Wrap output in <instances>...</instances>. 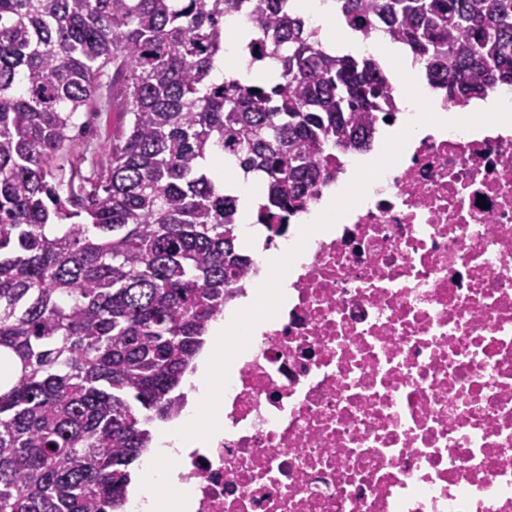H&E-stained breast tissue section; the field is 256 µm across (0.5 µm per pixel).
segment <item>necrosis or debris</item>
<instances>
[{
  "mask_svg": "<svg viewBox=\"0 0 512 512\" xmlns=\"http://www.w3.org/2000/svg\"><path fill=\"white\" fill-rule=\"evenodd\" d=\"M286 281L173 512H512V134L413 135Z\"/></svg>",
  "mask_w": 512,
  "mask_h": 512,
  "instance_id": "necrosis-or-debris-1",
  "label": "necrosis or debris"
}]
</instances>
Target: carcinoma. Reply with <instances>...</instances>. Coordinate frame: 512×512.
Returning <instances> with one entry per match:
<instances>
[{
  "instance_id": "carcinoma-1",
  "label": "carcinoma",
  "mask_w": 512,
  "mask_h": 512,
  "mask_svg": "<svg viewBox=\"0 0 512 512\" xmlns=\"http://www.w3.org/2000/svg\"><path fill=\"white\" fill-rule=\"evenodd\" d=\"M339 2L455 104L512 84V0ZM241 14L278 70L212 82ZM109 65L130 127L77 183L59 161ZM395 112L381 63L328 52L295 0H0V512H124L250 263L206 162L260 174L281 237L336 177L325 148H369Z\"/></svg>"
}]
</instances>
